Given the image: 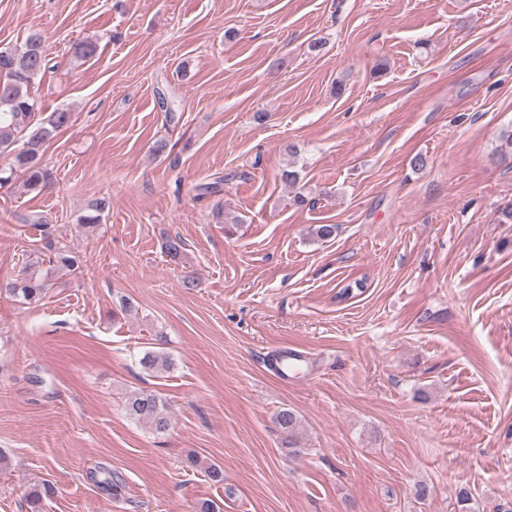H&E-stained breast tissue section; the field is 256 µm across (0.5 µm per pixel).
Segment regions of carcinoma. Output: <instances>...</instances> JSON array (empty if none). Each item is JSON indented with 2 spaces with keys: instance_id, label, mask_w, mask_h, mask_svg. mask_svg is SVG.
<instances>
[{
  "instance_id": "1",
  "label": "carcinoma",
  "mask_w": 512,
  "mask_h": 512,
  "mask_svg": "<svg viewBox=\"0 0 512 512\" xmlns=\"http://www.w3.org/2000/svg\"><path fill=\"white\" fill-rule=\"evenodd\" d=\"M51 69L45 54L42 39L34 34L14 47L0 49V155L13 156L10 174L0 175V187L11 183L12 173L21 169L25 176L24 187L29 191L42 192L49 189L51 176L42 166V155L46 143L60 131L72 125L73 113L59 110L51 113L47 120L37 119V100L28 93L34 80ZM110 208V201L102 198L91 204L79 216L78 224L89 227L100 223L102 213ZM45 228L43 249L51 258L64 267L77 269L81 265L80 256L68 245L51 237L46 231L48 225L35 221ZM185 242L178 236H167L165 252L171 260L182 258ZM48 280L25 278L21 281L0 285V295L5 294L14 301L36 305L46 296ZM141 367L157 377L171 371L174 362L171 357L159 350H146L139 360ZM126 409L131 418L147 425L153 432L162 434L170 426V414L166 403L154 392L134 390L126 399ZM55 494L54 487L42 484L31 495V512H42L43 500Z\"/></svg>"
}]
</instances>
